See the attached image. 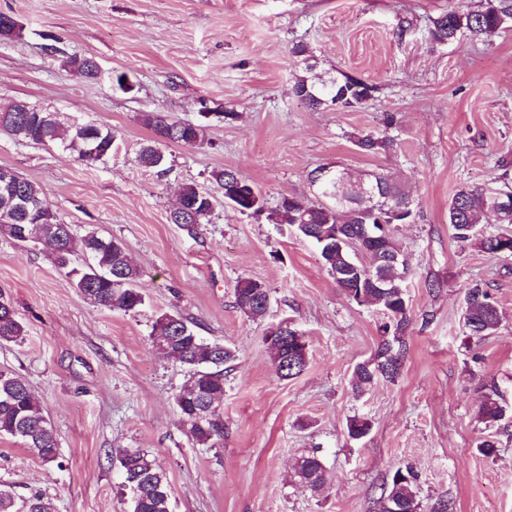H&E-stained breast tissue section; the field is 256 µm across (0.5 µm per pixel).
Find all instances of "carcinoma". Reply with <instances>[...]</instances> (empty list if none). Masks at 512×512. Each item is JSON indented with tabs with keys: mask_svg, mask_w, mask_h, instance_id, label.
Listing matches in <instances>:
<instances>
[{
	"mask_svg": "<svg viewBox=\"0 0 512 512\" xmlns=\"http://www.w3.org/2000/svg\"><path fill=\"white\" fill-rule=\"evenodd\" d=\"M511 20L512 5L508 0H484L478 10L448 9L433 20L430 35L437 44L462 38L480 40ZM61 65L87 81L100 76L99 65L91 56L64 53ZM374 91L372 84L347 74L317 83L299 78L293 86L294 96L314 111L355 110L365 105ZM146 122L154 139L137 154V162L144 168L164 172V144L205 143V129L200 124L173 120L163 113L148 115ZM0 131L35 146H57L88 164L109 157L116 141L115 134L105 126L96 124L90 130L64 126L55 113L21 100L0 105ZM356 146L366 153L386 152L393 149L394 140L367 134L357 139ZM361 184L376 186L375 203L364 202L357 191ZM242 185L254 196L257 212L269 223L288 224L300 237L317 246L322 267L347 298L362 305L378 306L388 315L390 323L383 329L392 327L395 334L390 340L382 339L371 358L355 366L351 377L353 392L363 393L379 378L395 380L404 356L399 333L408 326L409 318L405 289L408 268L394 229L397 224L413 220L415 206L411 196L385 173L365 180L354 179L341 169L320 181L321 199L305 201L284 196L273 209L266 206L261 191L250 181L242 179ZM494 195L495 192L478 187L458 189L448 204V224L457 242H474L490 255L511 256L512 234L499 233L490 238L481 230ZM179 200L184 209L170 212L169 221L195 236L210 223L216 198L206 188L188 185L182 189ZM381 222L389 225V237L375 245L364 238V229ZM0 235L41 247L58 268L66 271L71 286L96 305L124 313L136 312L145 305L139 288V269L124 245L94 229L80 236L75 234L72 225L53 214L41 188L21 176L17 177L14 189L0 187ZM385 254L396 260V267L401 269L394 281L395 288L389 291L370 284L371 275L390 274V269L380 263ZM267 293L261 282L241 279L235 287L236 305L248 315L262 316L267 311L263 304ZM461 319L470 336H490L497 330L498 308L480 284L466 288ZM24 333L12 305L0 296V344L15 342ZM151 335L158 337L153 346L159 355L173 357L190 370L189 384L175 397L179 420L189 437L206 448L224 445V366L235 359L234 351L221 342H205L178 313L158 315ZM479 415L486 425H493L504 417L505 408L488 396ZM370 427L368 420L354 417L348 422V435L360 439L369 433ZM0 436L21 440L45 463L55 461L59 454L55 430L32 397L26 380L9 369H0ZM119 464L125 487L131 493L130 512H170L167 475L147 452L127 450ZM294 477L318 491L326 484V469L318 456H302L295 464ZM377 504V512L418 508L412 472L396 470L389 483L383 485Z\"/></svg>",
	"mask_w": 512,
	"mask_h": 512,
	"instance_id": "carcinoma-1",
	"label": "carcinoma"
}]
</instances>
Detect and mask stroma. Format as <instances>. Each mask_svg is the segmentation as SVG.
Here are the masks:
<instances>
[{
	"label": "stroma",
	"instance_id": "1",
	"mask_svg": "<svg viewBox=\"0 0 512 512\" xmlns=\"http://www.w3.org/2000/svg\"><path fill=\"white\" fill-rule=\"evenodd\" d=\"M481 0H0L20 39L0 44V103L20 99L64 118L110 127L111 157L89 165L0 133V166L40 186L77 234L93 228L120 240L140 270L146 305L125 314L92 304L46 252L0 236V296L25 326L0 345V368L28 382L58 437L45 463L0 437V484L17 512L39 495L54 512H129L118 459L147 451L166 472L171 512H373L381 486L410 470L420 512L441 500L454 512H512V257L457 243L448 204L463 185L512 187V23L481 41L439 45L428 30L448 8ZM411 30L397 38L400 20ZM95 57L88 81L46 49ZM301 45L304 56L292 49ZM347 73L375 85L362 108L314 112L293 94L308 72ZM127 73L133 91L116 82ZM212 114L202 118L201 105ZM204 123L203 146H166L169 170L141 168L153 133L147 115ZM394 123L384 126V113ZM394 139L362 152L357 137ZM340 167L357 177L384 172L417 203L395 235L411 268L409 324L400 375L362 395L354 366L382 339L386 315L349 300L322 268L316 247L287 227L217 206L200 235L169 221L178 192L211 185L232 168L268 207L314 199L309 174ZM270 294L253 318L235 302L238 280ZM482 284L501 314L496 332L466 336V288ZM177 312L199 335L236 352L224 371V445H196L174 398L188 372L152 347L157 313ZM288 321L305 335L308 363L278 374L267 330ZM497 393L506 415L479 417ZM369 419L362 439L348 419ZM497 454L484 457L485 436ZM318 455L327 484L314 492L293 477L297 459Z\"/></svg>",
	"mask_w": 512,
	"mask_h": 512
}]
</instances>
